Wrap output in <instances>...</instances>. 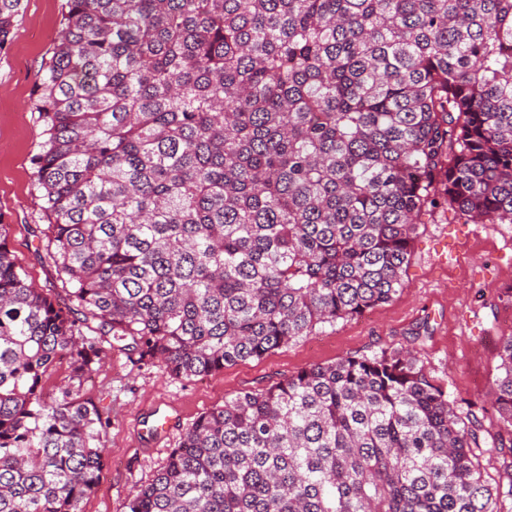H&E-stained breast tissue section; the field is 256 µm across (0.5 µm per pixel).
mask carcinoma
I'll use <instances>...</instances> for the list:
<instances>
[{"instance_id": "1", "label": "carcinoma", "mask_w": 512, "mask_h": 512, "mask_svg": "<svg viewBox=\"0 0 512 512\" xmlns=\"http://www.w3.org/2000/svg\"><path fill=\"white\" fill-rule=\"evenodd\" d=\"M32 110L66 289L0 223V512H82L101 478L110 417L46 399L58 363L208 375L391 301L441 203L512 224V0H66ZM500 359L506 438L413 350L348 356L201 415L125 512H502L512 334Z\"/></svg>"}]
</instances>
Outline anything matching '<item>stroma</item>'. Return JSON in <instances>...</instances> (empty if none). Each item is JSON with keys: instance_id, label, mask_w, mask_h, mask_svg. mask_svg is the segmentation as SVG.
I'll return each instance as SVG.
<instances>
[{"instance_id": "stroma-1", "label": "stroma", "mask_w": 512, "mask_h": 512, "mask_svg": "<svg viewBox=\"0 0 512 512\" xmlns=\"http://www.w3.org/2000/svg\"><path fill=\"white\" fill-rule=\"evenodd\" d=\"M64 9L65 0H24L13 39L0 52V222L8 226L14 259L29 282L54 294L63 284L39 249L47 223L31 188L30 167L42 128L31 105ZM456 246L461 255L450 258ZM511 287L512 224L468 223L441 210L432 223L419 225L404 288L392 301L262 358L177 380L112 350L80 387L81 396L111 418L103 438L106 467L83 512H124L128 497L154 477L200 415L241 392L263 390L346 356L412 348L461 411L474 412L489 434L501 432L487 394L499 373V339L512 334V302L504 296ZM158 411L172 419L160 438L151 432Z\"/></svg>"}]
</instances>
